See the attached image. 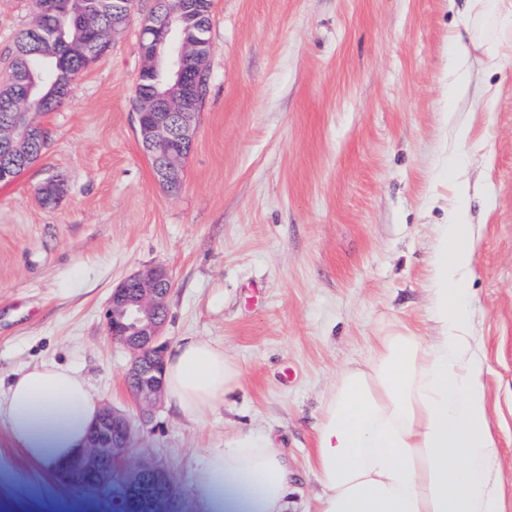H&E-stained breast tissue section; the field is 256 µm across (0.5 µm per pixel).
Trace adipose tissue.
<instances>
[{
    "label": "adipose tissue",
    "instance_id": "1",
    "mask_svg": "<svg viewBox=\"0 0 512 512\" xmlns=\"http://www.w3.org/2000/svg\"><path fill=\"white\" fill-rule=\"evenodd\" d=\"M469 42L489 67L512 47V0H471ZM493 41H485L487 29ZM475 241L459 212L439 225L432 261V333L394 326L370 360L340 373L316 427L311 465L318 512H505L501 450L488 415L485 364L468 310ZM238 365L198 338L166 356L165 393L197 418L234 391ZM100 412L76 370L43 363L15 374L0 425L33 463L51 470L87 445ZM292 471L266 436L241 433L210 449L197 480L203 512H288Z\"/></svg>",
    "mask_w": 512,
    "mask_h": 512
}]
</instances>
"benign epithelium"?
I'll use <instances>...</instances> for the list:
<instances>
[{"label":"benign epithelium","instance_id":"7a95c632","mask_svg":"<svg viewBox=\"0 0 512 512\" xmlns=\"http://www.w3.org/2000/svg\"><path fill=\"white\" fill-rule=\"evenodd\" d=\"M166 0L154 6L142 23V35H154L151 43L141 42L142 66L139 76L161 71L173 86L162 97L138 100L135 121L138 142L151 162L156 182L166 190L181 186L183 165L172 162L174 152L192 149L203 100L196 111H184L189 84L186 61L197 57L198 46L173 26L165 12ZM14 116L24 121L0 125V147L17 150L27 143L29 131L41 127L38 116ZM173 288L169 269L158 264L127 277L112 289L105 310L107 336L130 353L128 386L141 418H147L161 403L163 368L168 339L167 298ZM135 427L124 413L102 409L88 438L86 451L56 473L61 480L77 478L83 471L94 472L97 490L110 492L120 482L129 512H177L174 484L168 471L148 462H129L128 452Z\"/></svg>","mask_w":512,"mask_h":512}]
</instances>
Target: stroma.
Segmentation results:
<instances>
[{
  "instance_id": "obj_1",
  "label": "stroma",
  "mask_w": 512,
  "mask_h": 512,
  "mask_svg": "<svg viewBox=\"0 0 512 512\" xmlns=\"http://www.w3.org/2000/svg\"><path fill=\"white\" fill-rule=\"evenodd\" d=\"M136 16L42 114L47 147L0 184V379L54 362L104 404L136 415L126 349L104 310L128 275L165 264L170 343L202 338L239 365V387L191 421L161 403L132 459L173 476L202 512L207 449L252 431L295 474L291 512H315V427L339 372L383 329L429 335L438 224L461 201L476 238L470 310L512 512V52L482 50L455 98L451 34L465 0H212L209 83L177 194L153 179L135 131ZM32 0H0V81ZM472 125L467 139L457 131ZM55 178L64 194L43 205ZM0 512H102L31 463L0 427Z\"/></svg>"
}]
</instances>
